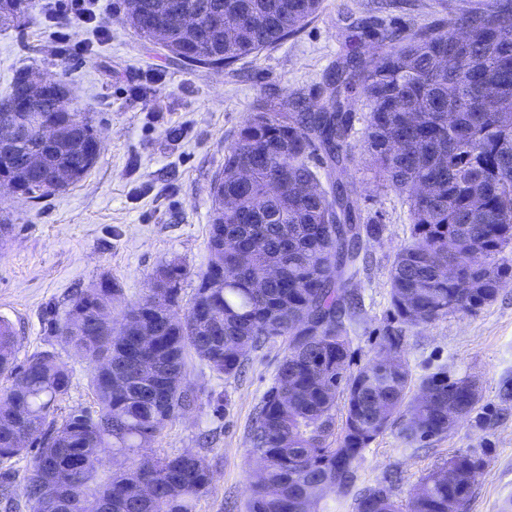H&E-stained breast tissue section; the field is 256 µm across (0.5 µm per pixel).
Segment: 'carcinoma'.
Returning <instances> with one entry per match:
<instances>
[{
    "mask_svg": "<svg viewBox=\"0 0 512 512\" xmlns=\"http://www.w3.org/2000/svg\"><path fill=\"white\" fill-rule=\"evenodd\" d=\"M322 0H126L138 36L179 61L230 69L243 57L294 36L318 13ZM187 8L224 15V28L186 30ZM32 0H11L8 20L19 23ZM162 16L159 38L144 25ZM465 37H457L458 32ZM388 49L368 62L350 55L326 79L322 104H259L224 155L212 191L209 262L183 319L172 318L186 274L178 263L156 270L166 288H152L112 321L110 281L76 294L53 335L85 358L98 410L56 419L71 373L43 351L15 365L17 334L0 318V460L20 457L31 444L24 496L30 512H195L210 483L202 458L141 455L137 466L114 472L100 457L140 455L176 414L195 401L184 381L191 352L226 378L244 367L249 348L272 338L287 341L273 385L251 428V453L263 462L247 512H317L327 491L349 493L365 448L405 411L399 429L412 447L448 431V408L470 414L477 400L465 393L467 377L441 368L424 377L407 399L410 370L398 356L404 336L384 337L381 354L352 370L346 321L356 305V277L368 262L365 244L381 232L360 223L355 187L337 172L355 154H367L386 184L405 197L411 241L395 256L389 277L394 316L416 325L448 315V302L472 312L512 283V0H464L438 27L382 34ZM362 103L365 130L353 144L349 100ZM47 117L71 125L69 137L47 144L34 135L6 139L0 127V172L21 181L20 195L54 194L56 178L79 181L90 170L91 121L68 100L39 102ZM455 115L448 125V113ZM44 162L45 188L24 176L29 156ZM317 159L319 169L310 165ZM253 169L251 182L237 170ZM432 184L430 196L413 192ZM320 186L308 191V184ZM238 201L224 211L223 197ZM456 252L448 253V238ZM457 267L448 279L441 269ZM345 418L336 443L339 398ZM484 460L459 454L433 469L406 505L383 486L355 499L356 512H448V498L465 504L472 485L462 472Z\"/></svg>",
    "mask_w": 512,
    "mask_h": 512,
    "instance_id": "cac0c4a2",
    "label": "carcinoma"
}]
</instances>
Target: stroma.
Returning a JSON list of instances; mask_svg holds the SVG:
<instances>
[{"mask_svg":"<svg viewBox=\"0 0 512 512\" xmlns=\"http://www.w3.org/2000/svg\"><path fill=\"white\" fill-rule=\"evenodd\" d=\"M379 0H323L318 15L276 47L249 55L233 69L186 66L126 20L124 0H102L112 28L99 35L68 17L51 21L48 0H33L21 27L0 26V97L25 67L55 77L74 107L91 116L101 137L87 175L37 202L0 194V217L11 232L0 243V316L18 336L17 363L51 351L72 375L62 413L95 410L88 362L49 329L72 294L101 281L121 290L112 313L148 294L156 269L180 261L189 300L209 257L211 183L248 114L260 103L320 101L325 76L349 47L368 59L384 49L374 29L437 25L461 0H414L412 8L382 9ZM69 32L66 54H52L50 31ZM356 186L357 210L381 234L367 244L370 262L358 286L350 335L353 366L378 355L389 329L401 328L400 356L413 383L445 366L473 377L480 399L465 419L422 447H405L391 425L364 451L356 489L387 487L407 503L422 479L458 454L483 457L467 512H512V283L475 312H453L427 324L399 326L391 312L389 273L410 240L408 206L375 176L366 155L345 170ZM282 339L248 351L239 379L217 376L196 357L186 381L197 395L149 444L154 456L193 453L204 459L211 483L195 512H246L259 475L250 453L255 409L284 355Z\"/></svg>","mask_w":512,"mask_h":512,"instance_id":"1","label":"stroma"}]
</instances>
